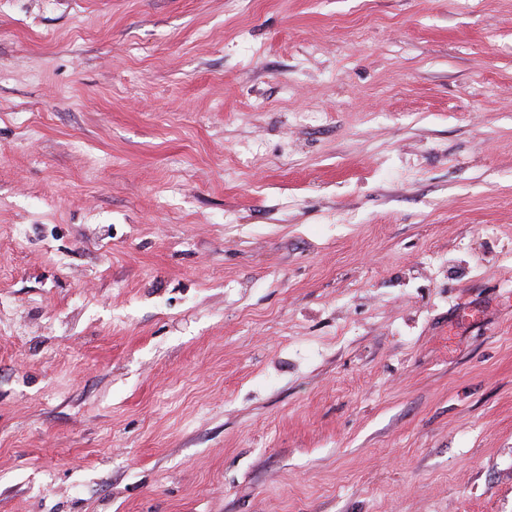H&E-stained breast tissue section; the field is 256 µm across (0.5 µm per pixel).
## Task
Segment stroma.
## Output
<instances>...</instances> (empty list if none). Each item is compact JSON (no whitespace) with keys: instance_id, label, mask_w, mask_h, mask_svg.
<instances>
[{"instance_id":"stroma-1","label":"stroma","mask_w":512,"mask_h":512,"mask_svg":"<svg viewBox=\"0 0 512 512\" xmlns=\"http://www.w3.org/2000/svg\"><path fill=\"white\" fill-rule=\"evenodd\" d=\"M0 512H512V0H0Z\"/></svg>"}]
</instances>
